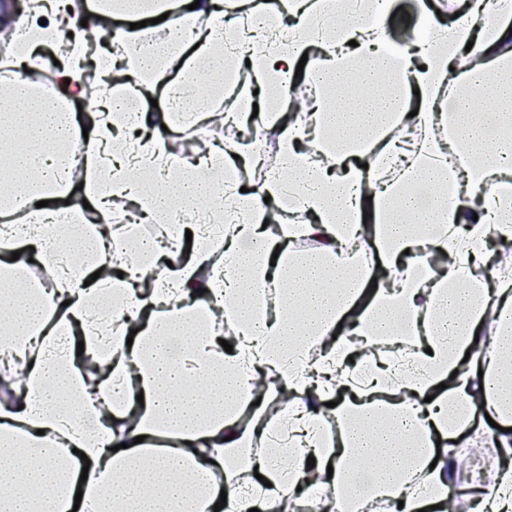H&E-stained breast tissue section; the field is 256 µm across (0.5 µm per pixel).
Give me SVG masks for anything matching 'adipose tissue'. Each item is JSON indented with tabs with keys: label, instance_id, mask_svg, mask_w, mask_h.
<instances>
[{
	"label": "adipose tissue",
	"instance_id": "ef3b65f1",
	"mask_svg": "<svg viewBox=\"0 0 512 512\" xmlns=\"http://www.w3.org/2000/svg\"><path fill=\"white\" fill-rule=\"evenodd\" d=\"M392 2L262 0L245 18L219 0H97L119 58L92 82L75 0L13 18L0 512H298L310 491L321 512H453L454 466L479 443L498 468L467 512H512V256L485 258L487 240L512 243V10L450 0L457 18L400 46ZM159 16L158 38L117 24ZM47 48L61 96L32 79ZM300 65L313 93L299 108ZM245 67L262 105L198 102L199 73L220 96ZM155 92L163 111L144 106ZM188 129L187 166L171 143ZM258 134L285 172L246 181ZM201 202L220 233L194 224L170 248L137 230ZM119 209L134 223H113ZM479 407L499 432L475 426ZM351 458L373 460L371 497Z\"/></svg>",
	"mask_w": 512,
	"mask_h": 512
}]
</instances>
